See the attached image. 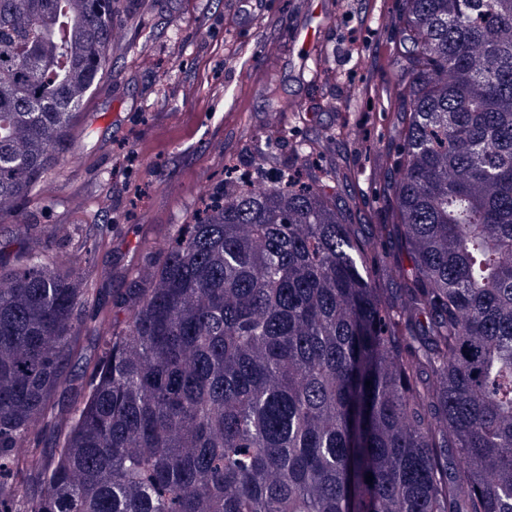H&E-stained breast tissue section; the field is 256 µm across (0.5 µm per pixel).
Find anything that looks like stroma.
<instances>
[{
	"mask_svg": "<svg viewBox=\"0 0 512 512\" xmlns=\"http://www.w3.org/2000/svg\"><path fill=\"white\" fill-rule=\"evenodd\" d=\"M112 69L83 108L84 132L29 203L0 205V236L16 228L82 265L102 300L163 248L224 164L272 178L301 140L336 139L348 223L370 236L392 221L385 190L401 141L391 66L400 0H114ZM315 33L314 43L296 32ZM289 103L283 136L272 99ZM95 219L86 221L82 210ZM60 224L68 235L57 234ZM104 248H96L98 239Z\"/></svg>",
	"mask_w": 512,
	"mask_h": 512,
	"instance_id": "35a3bbf8",
	"label": "stroma"
}]
</instances>
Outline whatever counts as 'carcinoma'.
<instances>
[{"mask_svg": "<svg viewBox=\"0 0 512 512\" xmlns=\"http://www.w3.org/2000/svg\"><path fill=\"white\" fill-rule=\"evenodd\" d=\"M111 37L112 0H0V202L80 136ZM392 66L372 239L309 165L223 182L109 307L0 241V512H512V0H404ZM89 307L83 399L25 447Z\"/></svg>", "mask_w": 512, "mask_h": 512, "instance_id": "cac0c4a2", "label": "carcinoma"}]
</instances>
